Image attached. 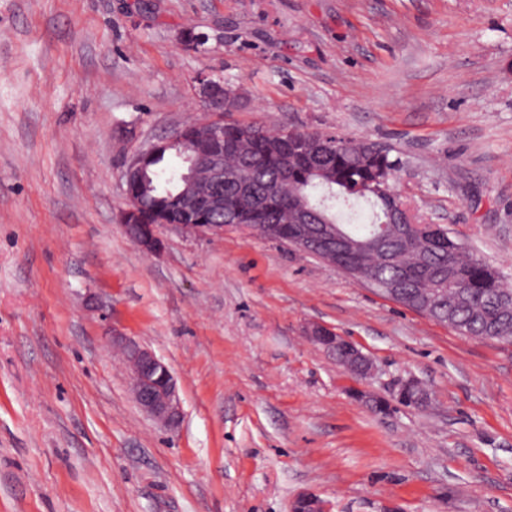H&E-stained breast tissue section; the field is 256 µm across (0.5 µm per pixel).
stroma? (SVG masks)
<instances>
[{"label": "stroma", "instance_id": "1", "mask_svg": "<svg viewBox=\"0 0 512 512\" xmlns=\"http://www.w3.org/2000/svg\"><path fill=\"white\" fill-rule=\"evenodd\" d=\"M202 74L225 120L392 147L420 220L512 286V0H0V512H512V344L259 235L126 236V164L206 115ZM115 334L171 368L178 429ZM306 335L316 344L328 341L329 345L335 348L341 346L349 350L350 362L356 360L358 368L362 371L361 374H355L360 378H367L374 374L375 366L373 362L358 347L339 336L332 328L321 324H313L307 328Z\"/></svg>", "mask_w": 512, "mask_h": 512}]
</instances>
